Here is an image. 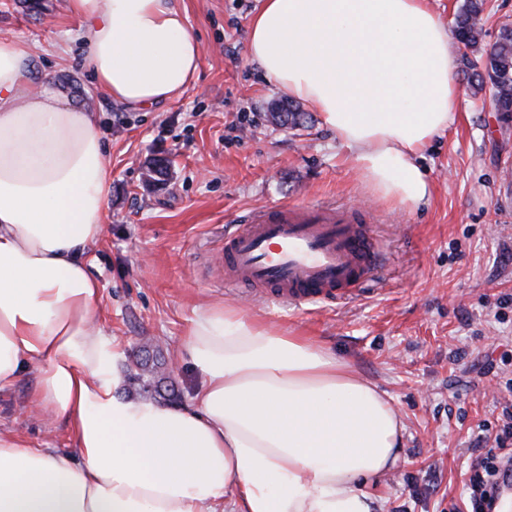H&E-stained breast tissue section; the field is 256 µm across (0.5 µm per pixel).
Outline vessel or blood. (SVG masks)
<instances>
[{"label":"vessel or blood","instance_id":"1","mask_svg":"<svg viewBox=\"0 0 512 512\" xmlns=\"http://www.w3.org/2000/svg\"><path fill=\"white\" fill-rule=\"evenodd\" d=\"M224 285L302 307L358 295L384 252L356 210L276 205L224 238Z\"/></svg>","mask_w":512,"mask_h":512}]
</instances>
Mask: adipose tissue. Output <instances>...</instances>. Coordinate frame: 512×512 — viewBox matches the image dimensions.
Returning a JSON list of instances; mask_svg holds the SVG:
<instances>
[{"label":"adipose tissue","mask_w":512,"mask_h":512,"mask_svg":"<svg viewBox=\"0 0 512 512\" xmlns=\"http://www.w3.org/2000/svg\"><path fill=\"white\" fill-rule=\"evenodd\" d=\"M427 0H261L247 54L321 115L390 204L431 195L417 157L455 121L448 35ZM97 88L133 111L177 99L199 45L174 0H69ZM35 48L0 39V389L63 417L67 456L0 431V512H377L401 460L395 408L309 336L232 304L195 313L187 403L123 397V351L98 328L84 254L110 169L93 113L32 92Z\"/></svg>","instance_id":"ef3b65f1"}]
</instances>
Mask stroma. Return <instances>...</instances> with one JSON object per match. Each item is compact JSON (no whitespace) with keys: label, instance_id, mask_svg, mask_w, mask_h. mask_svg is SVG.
Returning <instances> with one entry per match:
<instances>
[{"label":"stroma","instance_id":"obj_1","mask_svg":"<svg viewBox=\"0 0 512 512\" xmlns=\"http://www.w3.org/2000/svg\"><path fill=\"white\" fill-rule=\"evenodd\" d=\"M0 0V38L36 45L31 88L50 83L69 103L93 98L112 174L101 239L86 252L99 284L100 325L121 345L125 369L162 362L168 386L149 393L187 401L201 381L184 347L188 320L231 303L276 328H294L344 358L396 407L404 459L374 487L382 512H458L468 457L495 435L504 383L512 378V118L498 120L463 73L457 120L421 152L429 202L403 210L379 199L353 153L310 112L306 128L266 116L289 97L247 54L258 0H176L199 43L195 80L175 101L134 112L99 91L67 0ZM167 157L165 182L143 179ZM362 211L387 245V259L360 294L295 309L226 292L207 248L255 210L288 204ZM27 369L0 390V429L37 447L73 453L61 418L31 410Z\"/></svg>","mask_w":512,"mask_h":512}]
</instances>
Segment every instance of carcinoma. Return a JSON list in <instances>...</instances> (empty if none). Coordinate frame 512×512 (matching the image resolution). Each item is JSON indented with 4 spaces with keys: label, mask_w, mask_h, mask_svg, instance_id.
<instances>
[{
    "label": "carcinoma",
    "mask_w": 512,
    "mask_h": 512,
    "mask_svg": "<svg viewBox=\"0 0 512 512\" xmlns=\"http://www.w3.org/2000/svg\"><path fill=\"white\" fill-rule=\"evenodd\" d=\"M485 0H464L455 17V38L475 53L466 59L476 95H487L493 111L512 114V27L499 29L496 41L486 51L481 48Z\"/></svg>",
    "instance_id": "1"
}]
</instances>
